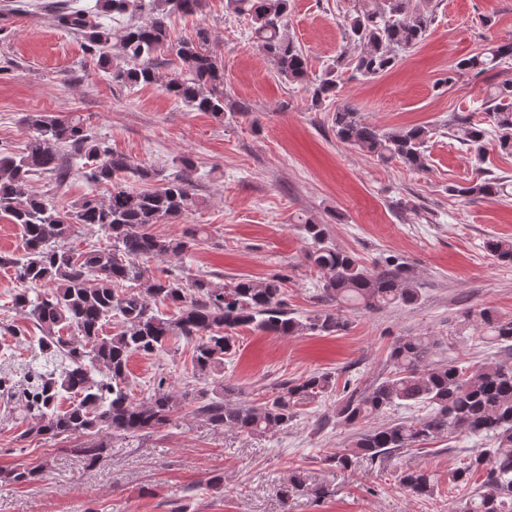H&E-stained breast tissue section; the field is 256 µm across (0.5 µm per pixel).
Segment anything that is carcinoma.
<instances>
[{
  "label": "carcinoma",
  "instance_id": "carcinoma-1",
  "mask_svg": "<svg viewBox=\"0 0 512 512\" xmlns=\"http://www.w3.org/2000/svg\"><path fill=\"white\" fill-rule=\"evenodd\" d=\"M205 0H97L89 8H75L56 0L51 8L60 26L79 35L101 71L121 86L157 81L156 59L171 56L176 70L164 91L192 111L224 119V68L210 49L211 33L198 28L193 39L173 42L169 27L175 16L202 13ZM226 7L248 21L258 48L290 82H302L307 58L286 35L290 0H226ZM123 19L111 27L103 16ZM433 23V13L413 0H359L345 23L349 42L364 47L349 62L343 56L329 64L311 86L312 102L336 96L343 69L376 78L393 69L402 53L415 47ZM118 48L120 56H112ZM512 58V42L493 45L485 52L459 59L441 83L448 85L462 72L480 76ZM32 132L24 151L0 152V215L20 226L24 253L0 255V266L14 268L17 282L13 305L41 332L23 382L0 377V400L28 420L24 437L46 439L87 437L92 443L76 448L89 465L106 454L109 436L139 437L169 425L176 402L166 378L153 383L145 397H133L128 361L132 354H156L169 341L193 345V374L208 376L233 354L236 331L334 335L346 330L347 320L331 310L297 317L283 299V277H239L224 284L208 276L145 277L143 262H175L203 238L197 224L178 238L159 235L152 226L181 216L197 206L195 165L183 157L171 174L137 164L106 145L79 115L56 117L32 112L25 118ZM336 138L377 154L397 159L406 167L427 166L430 130L423 125L383 132L362 122L351 108L332 115ZM448 130L478 156L493 141L512 153V81L497 86L485 102L484 117H455ZM81 160L82 177L90 184H110L106 198L90 195L66 209L33 191V177L49 174L65 183L72 174L71 158ZM140 183L132 187L129 182ZM508 180L482 170L468 184L448 191L462 197L508 195ZM93 227L111 242L106 247L79 250L66 246L77 225ZM311 248L308 263L322 273V295L333 305L353 304L363 310L392 305L411 306L419 289L402 261L393 257L370 268L354 254L330 243L325 225L300 219ZM484 248L494 258L512 261V241L491 238ZM169 304L174 314L159 311ZM463 323L483 327L482 342L512 350V317L490 308L466 307ZM113 323L118 331L103 335ZM440 342L429 336L397 339L390 350L392 370L366 387L345 384L336 407V423L357 428L348 452L329 458L347 468L352 457L371 461L397 453L438 436L464 433L493 438L495 448H482L456 469L453 479L468 484L471 474L487 470L484 484L461 499L457 512H512V365L502 362L462 363L432 361ZM336 389L330 372L283 380L262 402L232 398L234 389L200 388L192 397L194 412L211 427L254 435L277 431L298 416L301 407L318 402ZM72 397L58 409L62 394ZM418 406L425 413L368 426L388 410ZM46 464L19 467L5 479L13 483L40 480ZM400 485L416 495L434 490L433 476L424 470H406ZM307 489L304 474L292 472L283 485L284 497Z\"/></svg>",
  "mask_w": 512,
  "mask_h": 512
}]
</instances>
